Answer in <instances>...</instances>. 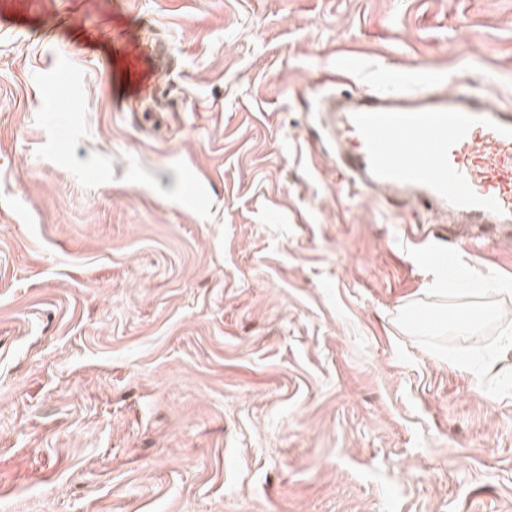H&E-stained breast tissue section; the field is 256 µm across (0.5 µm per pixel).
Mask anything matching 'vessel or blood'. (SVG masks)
Wrapping results in <instances>:
<instances>
[{
    "instance_id": "1",
    "label": "vessel or blood",
    "mask_w": 512,
    "mask_h": 512,
    "mask_svg": "<svg viewBox=\"0 0 512 512\" xmlns=\"http://www.w3.org/2000/svg\"><path fill=\"white\" fill-rule=\"evenodd\" d=\"M123 99H153L165 55L156 40L114 22L86 33ZM327 132L336 165L368 193L409 197L470 232L479 250L512 240V105H496L462 80L429 75L397 88L330 103Z\"/></svg>"
}]
</instances>
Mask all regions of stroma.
Wrapping results in <instances>:
<instances>
[{
	"instance_id": "35a3bbf8",
	"label": "stroma",
	"mask_w": 512,
	"mask_h": 512,
	"mask_svg": "<svg viewBox=\"0 0 512 512\" xmlns=\"http://www.w3.org/2000/svg\"><path fill=\"white\" fill-rule=\"evenodd\" d=\"M0 0V512H512V397L391 321L454 248L336 169L322 93L431 71L512 104V0ZM165 42L167 122L84 32ZM355 56L362 73L340 77Z\"/></svg>"
}]
</instances>
